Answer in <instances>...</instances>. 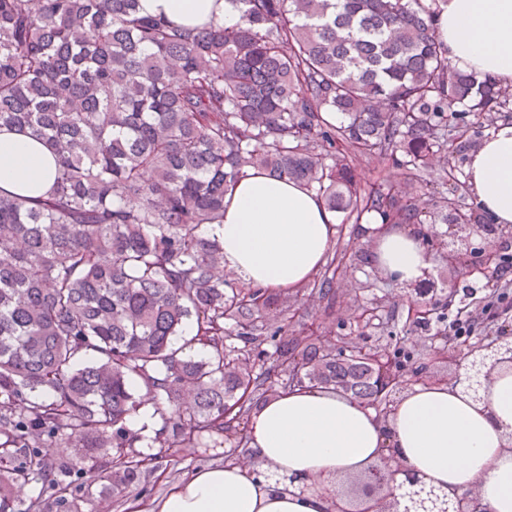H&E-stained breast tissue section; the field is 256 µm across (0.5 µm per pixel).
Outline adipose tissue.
I'll list each match as a JSON object with an SVG mask.
<instances>
[{"label": "adipose tissue", "instance_id": "ef3b65f1", "mask_svg": "<svg viewBox=\"0 0 512 512\" xmlns=\"http://www.w3.org/2000/svg\"><path fill=\"white\" fill-rule=\"evenodd\" d=\"M141 14L184 26L236 24L228 0H139ZM454 69L512 84V0H448L437 21ZM56 169L36 138L0 130V190L38 200ZM467 183L495 223L512 224V125L501 123L472 152ZM336 214L304 183L251 169L224 196V221L208 226L224 268L246 285L293 291L324 265ZM369 260L402 283L420 280L429 256L420 236L395 227L375 238ZM447 493L472 489L480 512H512V368L496 370L480 400L460 387L416 383L387 417L323 389L257 402L245 461L187 472L161 499L130 512H326L342 478L377 462L383 448ZM316 483L313 492L301 491Z\"/></svg>", "mask_w": 512, "mask_h": 512}]
</instances>
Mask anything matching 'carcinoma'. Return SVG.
I'll return each mask as SVG.
<instances>
[{"instance_id": "cac0c4a2", "label": "carcinoma", "mask_w": 512, "mask_h": 512, "mask_svg": "<svg viewBox=\"0 0 512 512\" xmlns=\"http://www.w3.org/2000/svg\"><path fill=\"white\" fill-rule=\"evenodd\" d=\"M234 26L183 27L138 0H0V127L58 157L47 197L0 190V512L12 485L65 495L48 451L74 442L112 494L159 458L127 426L145 389L159 448L244 443L252 403L294 387L381 407L363 347L301 329L258 372L264 312L289 298L219 275L224 249L203 229L248 169L298 180L344 214L382 224H490L465 205L462 124H497L512 89L450 66L443 0H229ZM405 170L364 190L353 160ZM438 171L436 207L416 197ZM342 265L311 288L335 294ZM402 376L415 354L389 355Z\"/></svg>"}]
</instances>
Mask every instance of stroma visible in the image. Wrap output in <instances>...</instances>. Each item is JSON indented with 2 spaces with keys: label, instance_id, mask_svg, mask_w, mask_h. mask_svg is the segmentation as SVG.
<instances>
[{
  "label": "stroma",
  "instance_id": "1",
  "mask_svg": "<svg viewBox=\"0 0 512 512\" xmlns=\"http://www.w3.org/2000/svg\"><path fill=\"white\" fill-rule=\"evenodd\" d=\"M375 232H362L360 225L341 223L337 226L331 253L336 257L359 256L356 267L348 269L346 276L337 278L335 297L330 303L313 301L306 292H298L287 314L271 311L264 317L268 327L288 325L299 330L319 325L338 336L351 337L364 347H378L390 351L394 337L405 340L406 349L419 353L424 372L440 378L452 376L454 362L436 359L434 344L427 327L410 323L407 318L409 301L422 297L445 299L449 292L463 294L470 291L476 297L486 293L484 276L464 274L460 267L449 265L439 250H430L429 274L420 282L402 284L365 261L369 243ZM380 307L384 322L359 323L352 313L356 304ZM224 461L222 448H175L157 459L156 467L147 473L144 481L131 492L130 497H115L104 491L97 482L98 470L94 461H85L81 469L59 472L58 479L67 483L70 493L59 500L52 490L38 481L27 482L28 497L42 501L46 512H125L129 498L146 500L164 496L184 475L196 467L220 464Z\"/></svg>",
  "mask_w": 512,
  "mask_h": 512
}]
</instances>
